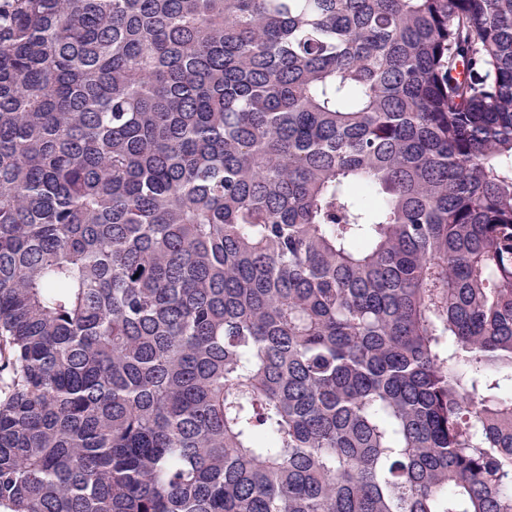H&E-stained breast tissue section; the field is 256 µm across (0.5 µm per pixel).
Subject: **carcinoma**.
<instances>
[{
  "mask_svg": "<svg viewBox=\"0 0 512 512\" xmlns=\"http://www.w3.org/2000/svg\"><path fill=\"white\" fill-rule=\"evenodd\" d=\"M0 512H512V0H0Z\"/></svg>",
  "mask_w": 512,
  "mask_h": 512,
  "instance_id": "carcinoma-1",
  "label": "carcinoma"
}]
</instances>
